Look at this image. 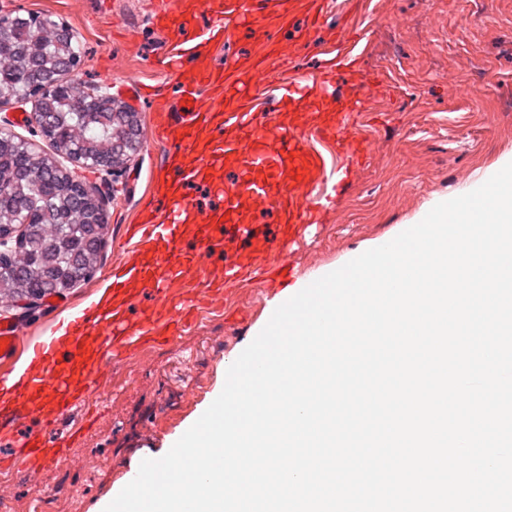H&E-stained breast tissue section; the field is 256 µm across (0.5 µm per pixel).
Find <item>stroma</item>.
Listing matches in <instances>:
<instances>
[{"label": "stroma", "instance_id": "35a3bbf8", "mask_svg": "<svg viewBox=\"0 0 512 512\" xmlns=\"http://www.w3.org/2000/svg\"><path fill=\"white\" fill-rule=\"evenodd\" d=\"M156 2L0 0V16L39 13L67 25L82 51L74 75L82 86L105 84L119 98L125 80L150 86L152 97L129 102L147 130L154 95L181 93L180 76L162 50L173 34L152 22ZM253 12L254 22L240 26L223 53L210 58L212 68L243 60L264 34L285 48L295 71L320 70L314 40L297 38L305 21L276 27L264 0H254ZM347 22L367 30L369 45L360 73L340 78L341 100L362 101L379 119L371 126L364 113L355 114L369 157L345 183L328 176L320 222L290 255L295 275L230 289L223 312L203 315L186 335L113 360L103 406L68 455L37 477L14 471L0 479V498L12 499L19 512H103L141 461L166 454L216 399L229 366L280 300L392 240L436 204L472 191L512 160V0H324L321 34ZM160 154L146 134L138 156L120 168L94 278L64 296L45 297L28 313L14 297L0 295V318L50 326L66 312H80L105 283L127 224L156 201ZM261 288L268 293L263 309L254 303ZM85 416L78 409L48 425L28 413L0 441V458L14 455L32 434L54 445Z\"/></svg>", "mask_w": 512, "mask_h": 512}]
</instances>
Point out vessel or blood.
<instances>
[{
    "mask_svg": "<svg viewBox=\"0 0 512 512\" xmlns=\"http://www.w3.org/2000/svg\"><path fill=\"white\" fill-rule=\"evenodd\" d=\"M249 2L161 0L156 8L153 20L162 30L199 10L216 20L195 38L173 39L166 45L170 65L180 66L187 59L195 63L180 103L160 105L151 127L153 139L174 145L163 159L168 174L158 179L156 188L166 205L144 214L133 226L123 244L121 269L97 301L94 319L73 316L38 336L19 320L0 319V415L13 417L32 407L49 418L65 414L90 396L91 373H106L113 358L146 341L165 340L195 326L203 312L222 307L224 290L250 279L268 256L280 254L282 241L301 237L315 222L310 203L317 200L326 173L324 156L304 146L303 132L331 135L345 170L364 148V139L349 133L350 116L360 111V104L345 108L332 93L338 69L358 66L357 46L346 31H336L323 44L330 60L320 75H292L281 85L283 105L310 112L296 133L289 131L282 114L263 113L257 107L260 79L282 57L281 45L257 41L252 55L228 72L207 66V57L221 51L246 20ZM272 4L275 17L286 25L298 16L317 19L322 11V0ZM219 160L237 169L232 184L214 186L224 197L223 209L185 226V185L204 178L207 166ZM268 199L282 205V237L251 239L242 209L246 203ZM187 232L198 250L183 248ZM243 237L250 238V246L225 263L218 283L187 290L188 282L201 280L205 257L223 253L225 241ZM138 286L149 290L151 303L141 309L135 329L128 314ZM63 453V448H48L35 439L22 464L34 477Z\"/></svg>",
    "mask_w": 512,
    "mask_h": 512,
    "instance_id": "obj_1",
    "label": "vessel or blood"
}]
</instances>
